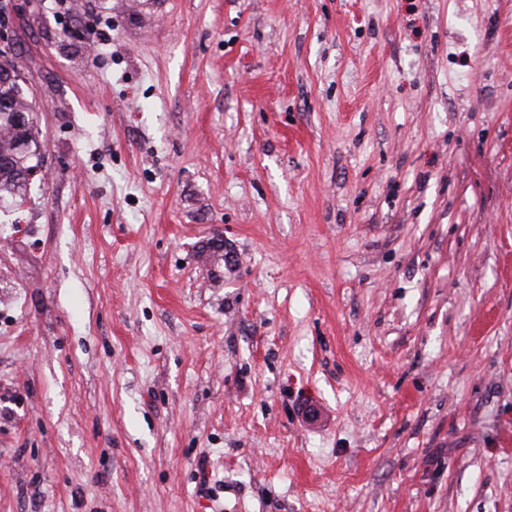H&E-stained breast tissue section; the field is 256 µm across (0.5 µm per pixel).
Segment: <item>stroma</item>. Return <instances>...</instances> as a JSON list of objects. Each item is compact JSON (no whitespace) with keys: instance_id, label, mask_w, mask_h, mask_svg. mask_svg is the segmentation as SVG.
Segmentation results:
<instances>
[{"instance_id":"35a3bbf8","label":"stroma","mask_w":512,"mask_h":512,"mask_svg":"<svg viewBox=\"0 0 512 512\" xmlns=\"http://www.w3.org/2000/svg\"><path fill=\"white\" fill-rule=\"evenodd\" d=\"M0 62V512H512V0H0ZM30 105L21 95L17 81L0 78V114L2 112H28ZM15 139L12 136L2 137L0 135V194L14 195L26 183L22 179V171L27 166L29 155L36 146L33 134V126L30 125L26 142L27 146L14 144Z\"/></svg>"}]
</instances>
